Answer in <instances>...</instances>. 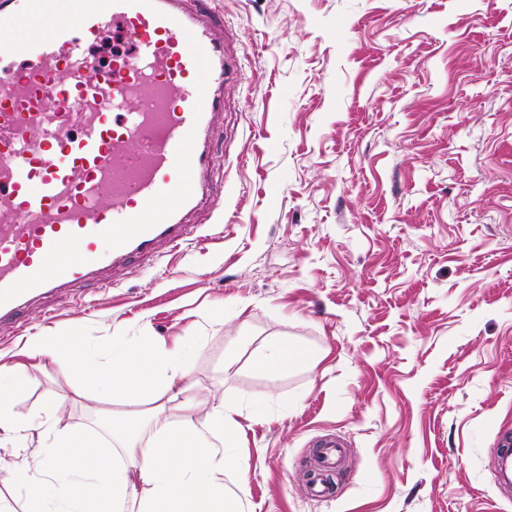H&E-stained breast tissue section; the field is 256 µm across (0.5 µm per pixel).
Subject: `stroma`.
<instances>
[{"instance_id": "stroma-1", "label": "stroma", "mask_w": 512, "mask_h": 512, "mask_svg": "<svg viewBox=\"0 0 512 512\" xmlns=\"http://www.w3.org/2000/svg\"><path fill=\"white\" fill-rule=\"evenodd\" d=\"M204 5L236 61L210 132L205 240L0 326L30 425L0 444V506L18 512L50 419L125 459L97 418L132 401L24 353L53 333L94 350L193 340L195 405L169 419L200 427L238 406L223 481L240 512H512L494 471L512 439V0ZM272 336L312 360L255 371ZM334 436L333 493L311 498L314 447Z\"/></svg>"}]
</instances>
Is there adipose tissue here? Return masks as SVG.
<instances>
[{
	"mask_svg": "<svg viewBox=\"0 0 512 512\" xmlns=\"http://www.w3.org/2000/svg\"><path fill=\"white\" fill-rule=\"evenodd\" d=\"M29 351L56 357L67 372H81L88 385L138 401H149L147 417L134 411L108 412L113 439L125 450L126 462L91 456L94 442L80 429L57 428L55 446L46 456L43 477L30 478L21 512H52L60 500L69 512H120L140 478L147 491L139 512H236L223 483L212 476L214 461L232 465L237 446V407L222 404L206 415L204 428L175 427L169 410L184 407L179 382L187 369L189 345L149 344L130 336L112 339L111 353L90 350L71 338L40 336ZM311 353L283 336L268 338L253 360L266 374H285L310 359ZM26 384L21 366L0 364V434L22 437L29 429L12 409L14 395Z\"/></svg>",
	"mask_w": 512,
	"mask_h": 512,
	"instance_id": "1",
	"label": "adipose tissue"
}]
</instances>
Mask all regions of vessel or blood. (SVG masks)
Segmentation results:
<instances>
[{
  "mask_svg": "<svg viewBox=\"0 0 512 512\" xmlns=\"http://www.w3.org/2000/svg\"><path fill=\"white\" fill-rule=\"evenodd\" d=\"M187 3L40 0L34 32L25 0H0V325L198 232L234 61ZM112 26L132 49L103 67L86 47Z\"/></svg>",
  "mask_w": 512,
  "mask_h": 512,
  "instance_id": "1",
  "label": "vessel or blood"
}]
</instances>
